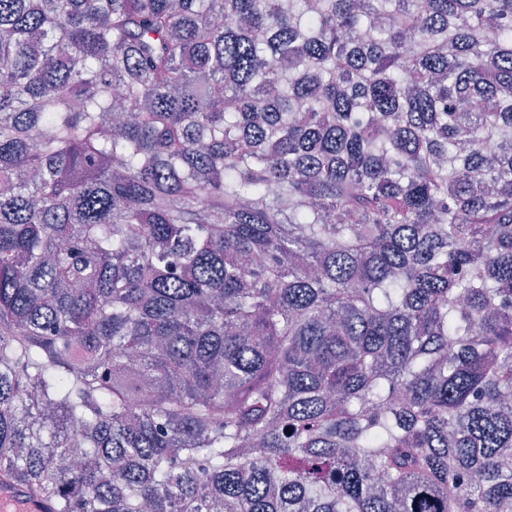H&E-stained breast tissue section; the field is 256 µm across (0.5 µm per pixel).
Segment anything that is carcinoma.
<instances>
[{
	"mask_svg": "<svg viewBox=\"0 0 512 512\" xmlns=\"http://www.w3.org/2000/svg\"><path fill=\"white\" fill-rule=\"evenodd\" d=\"M2 485L512 512V0H0Z\"/></svg>",
	"mask_w": 512,
	"mask_h": 512,
	"instance_id": "carcinoma-1",
	"label": "carcinoma"
}]
</instances>
